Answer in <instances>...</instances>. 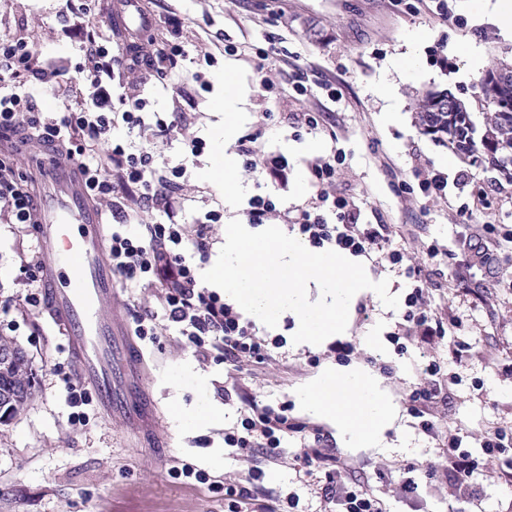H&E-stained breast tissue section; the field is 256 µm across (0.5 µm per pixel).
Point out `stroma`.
<instances>
[{"instance_id": "35a3bbf8", "label": "stroma", "mask_w": 512, "mask_h": 512, "mask_svg": "<svg viewBox=\"0 0 512 512\" xmlns=\"http://www.w3.org/2000/svg\"><path fill=\"white\" fill-rule=\"evenodd\" d=\"M85 0H0V38H24L53 70L51 88L33 86L36 102L51 99L65 112L79 100L85 30L73 27L69 8ZM157 24L150 34L134 37L140 64L125 62L121 78L139 86L156 49L168 42L187 52L167 80L150 91L152 111L141 133L167 167L186 169L183 186L170 210L142 214L145 224L191 223L210 210H223L225 221L242 218V201L272 193L281 207L310 204L316 191L307 168L318 158H334L332 194L353 201L364 224H388L394 243L419 263L431 243L447 248L442 268L428 269L429 297L435 313L458 319L456 335L462 357L449 362L445 344L422 350L412 339L392 344L387 334L402 320L372 293L361 295L350 316L345 338L354 346L350 365L371 373L393 398L398 418L378 448H348L335 429L303 409L309 382L337 360L327 348L294 344L295 319L284 315L275 333L283 344L271 348L260 363L229 369L213 352L198 353L167 322L158 325L156 341L126 334L116 339L119 358L137 351L141 363L123 369L111 415H103L95 391L81 385L67 341L44 306L39 283L24 267L40 249L29 224H10L0 215V335L13 338L27 353L36 374V393L10 425L0 426V512H229L224 489L233 485L251 493V512L278 500L280 512H336L327 499L324 475L307 465L305 451L312 430L323 437L324 453L336 456L343 482L379 497L386 512H512V447L488 457L483 441L495 429L512 432V183L473 200L472 189L487 187L494 175L462 162L451 149L423 134L416 125L414 95L449 90L461 99L475 124H482L484 102L478 73L462 47L479 54L485 66L512 65V30L490 21L495 0H447L450 19L436 13V0H149ZM273 54L271 93L259 95L253 61L259 51ZM216 57L207 66V57ZM414 68L404 72L401 60ZM203 70L200 86L190 74ZM233 70L239 86L238 133H245L260 113H270L263 138L265 154L288 160L287 177L243 172L240 199L229 205L209 177L214 132L224 122L218 102L220 80ZM308 90L296 93V72ZM394 89L381 95L380 85ZM183 115L184 137L201 138L197 156L185 155L181 139L159 133L157 119ZM312 112L317 129L289 122V115ZM467 182L452 184L446 196L427 195L417 177L424 165ZM472 203V223L497 228L498 258L481 294L463 280L455 260L463 252L456 208ZM156 288H115L112 310L133 324L137 313L156 306ZM377 335L381 351L365 345ZM441 366L439 380L458 378L449 404L431 410L437 437L422 432L409 415L404 398L420 382L423 356ZM80 387L83 402L72 405L70 387ZM258 405L287 404L308 431L289 437L278 459L254 449L229 448L225 430L239 422L241 397ZM216 410L217 418L199 423V415ZM81 415L72 424L73 415ZM462 437L478 467L472 480L481 498L473 503L446 479L448 438ZM204 472L208 483L179 477L183 466ZM438 479L424 476L427 468ZM414 478L417 488L405 494L402 484Z\"/></svg>"}]
</instances>
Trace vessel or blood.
Listing matches in <instances>:
<instances>
[{
  "mask_svg": "<svg viewBox=\"0 0 512 512\" xmlns=\"http://www.w3.org/2000/svg\"><path fill=\"white\" fill-rule=\"evenodd\" d=\"M147 18L139 0H124L113 24L130 33ZM37 207L47 312L69 340L80 380L97 391L103 410L111 411L116 327L104 304L111 301L116 280L106 258L105 216L87 193L78 166L62 158L47 167Z\"/></svg>",
  "mask_w": 512,
  "mask_h": 512,
  "instance_id": "obj_1",
  "label": "vessel or blood"
}]
</instances>
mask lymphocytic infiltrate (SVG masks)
I'll use <instances>...</instances> for the list:
<instances>
[{
	"label": "lymphocytic infiltrate",
	"instance_id": "obj_1",
	"mask_svg": "<svg viewBox=\"0 0 512 512\" xmlns=\"http://www.w3.org/2000/svg\"><path fill=\"white\" fill-rule=\"evenodd\" d=\"M75 26L87 28L85 57L88 66L81 76L82 102L70 112H37L33 95L26 92L27 80L46 83L47 70L39 66V56L23 39L0 41V84L9 92H0V131L15 130L18 114L30 115L31 127L38 138L65 147L68 159L78 164L85 175L90 195L112 201V234L108 257L118 286L146 288L161 285L159 305L144 309L135 320L134 331L140 338L156 340L157 323L164 320L185 336L189 345L199 350H217L228 368H237L242 360L263 361L269 350L268 339L259 337L253 322L244 320L241 312L226 303L223 295L203 285L198 270L210 257L213 226L220 223L219 211L211 210L190 224H138L136 211L168 207L180 189L184 168L163 170L153 147L134 144L118 134L119 127L145 129V114L150 104L147 89L165 80L168 61L177 48L159 50L156 67L145 78L142 88L133 89L113 81L105 85L104 77H112L120 52L111 41L91 30L89 12L74 18ZM264 127H256L239 137L235 152L244 169L251 172L283 171L288 161L283 157L266 158L258 143ZM116 164L119 178H111L108 164ZM312 184L317 189L312 206L298 210L290 217L308 245L316 250H333L355 257L380 259L399 266L410 284L404 299L405 310L391 341L401 337L417 338L419 343L434 345L448 334L447 325L431 310L427 301V281L423 268L405 264L401 250L392 245L393 232L387 224H362L357 209L348 200L329 191L336 178V166L321 159L310 169ZM34 210V185L26 175H14L0 166V214L12 224H28ZM457 221L465 227L467 238L476 244L463 261L465 269L491 266L494 251L484 239L493 232L492 225L473 226L469 205L456 209ZM441 370L436 362L424 367L425 379L406 397L408 413L418 419L421 430L434 434L435 423L429 416L441 391L433 378ZM240 431L224 434L231 448H258L268 457L276 456L289 436L305 432L306 426L288 413L287 405L258 406L242 399ZM325 470L324 493L336 501L338 512H383L380 498L355 490H345L336 477L335 458L319 456Z\"/></svg>",
	"mask_w": 512,
	"mask_h": 512
}]
</instances>
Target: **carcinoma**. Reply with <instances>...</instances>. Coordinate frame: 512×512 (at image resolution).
Wrapping results in <instances>:
<instances>
[{
    "label": "carcinoma",
    "mask_w": 512,
    "mask_h": 512,
    "mask_svg": "<svg viewBox=\"0 0 512 512\" xmlns=\"http://www.w3.org/2000/svg\"><path fill=\"white\" fill-rule=\"evenodd\" d=\"M478 84L485 105V127L480 143L485 153L480 162L512 183V88L492 95L485 80ZM448 97V91H427L417 95V112L422 133L451 148L460 159L470 160L475 127L470 112L460 105L457 112L442 108L438 99ZM36 392L35 374L27 354L15 347L14 367L0 369V404L11 409L9 419H15Z\"/></svg>",
    "instance_id": "cac0c4a2"
}]
</instances>
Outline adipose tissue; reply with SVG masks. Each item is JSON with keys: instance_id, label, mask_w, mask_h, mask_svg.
Masks as SVG:
<instances>
[{"instance_id": "1", "label": "adipose tissue", "mask_w": 512, "mask_h": 512, "mask_svg": "<svg viewBox=\"0 0 512 512\" xmlns=\"http://www.w3.org/2000/svg\"><path fill=\"white\" fill-rule=\"evenodd\" d=\"M333 382L336 392L324 396L321 387ZM305 408L331 424L349 447H377L397 419V407L376 379L358 369H325L308 385Z\"/></svg>"}]
</instances>
